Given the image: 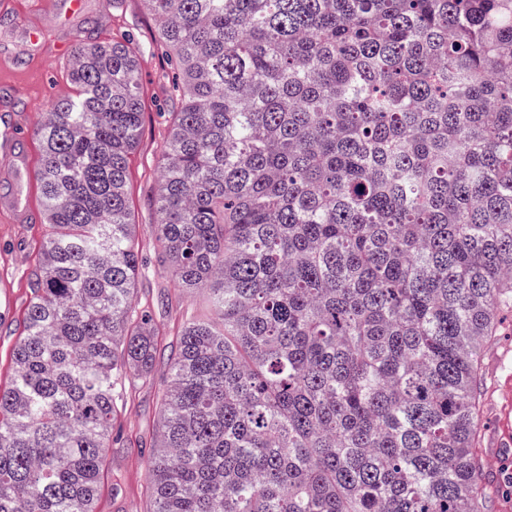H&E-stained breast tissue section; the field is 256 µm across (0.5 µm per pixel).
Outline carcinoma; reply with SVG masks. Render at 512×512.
I'll return each instance as SVG.
<instances>
[{"label": "carcinoma", "instance_id": "obj_1", "mask_svg": "<svg viewBox=\"0 0 512 512\" xmlns=\"http://www.w3.org/2000/svg\"><path fill=\"white\" fill-rule=\"evenodd\" d=\"M181 84L155 254L172 351L150 512H492L480 353L512 311V0H142ZM140 48L76 34L36 129L48 233L0 512H96L146 375L127 189Z\"/></svg>", "mask_w": 512, "mask_h": 512}]
</instances>
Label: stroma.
<instances>
[{
    "mask_svg": "<svg viewBox=\"0 0 512 512\" xmlns=\"http://www.w3.org/2000/svg\"><path fill=\"white\" fill-rule=\"evenodd\" d=\"M22 13L0 23V78L15 80L18 111L27 113L29 128L21 147L32 157L33 170L25 186L32 203H39L36 176L40 146L35 129L51 106L73 88L67 78L69 65L54 52L74 40L81 29H96L100 39L126 35L143 46L140 83L143 116L140 137L129 159V194L141 259L136 294L153 315L158 350L148 377L123 380L115 403L113 441L105 451L104 483L97 512H149L152 485L150 458L170 373V353L182 325L199 308L200 295L179 288L169 273L159 269L154 252L157 215L159 153L168 132V115L178 111L180 90L163 51L155 44L157 23L141 0H82L70 11L69 0H58L56 11L35 10L36 0H19ZM47 226L37 217L28 224H12L0 217V289H8L11 315L0 322V387L13 376L12 356L20 337V323L28 306L29 278L36 267L38 244ZM486 378L483 402L484 429L479 452L497 449L486 477L495 494L493 512H512V435L504 436L497 419L512 415V313L500 324L497 342L481 354Z\"/></svg>",
    "mask_w": 512,
    "mask_h": 512,
    "instance_id": "obj_1",
    "label": "stroma"
}]
</instances>
